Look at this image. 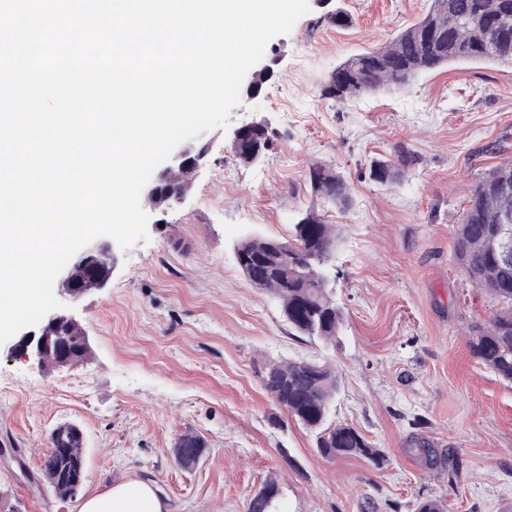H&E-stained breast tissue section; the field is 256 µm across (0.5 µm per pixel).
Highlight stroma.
<instances>
[{
  "instance_id": "stroma-1",
  "label": "stroma",
  "mask_w": 512,
  "mask_h": 512,
  "mask_svg": "<svg viewBox=\"0 0 512 512\" xmlns=\"http://www.w3.org/2000/svg\"><path fill=\"white\" fill-rule=\"evenodd\" d=\"M429 5L332 0L272 39L279 61L260 97L233 108L227 128L200 134L209 159L189 191L166 213L150 211L148 242L117 250L108 287L81 302L91 358L39 369L0 347V448L12 451L0 459V512H79L125 480L154 482L170 512H247L270 479L278 512H411L426 499L448 512H512V384L468 346L471 327L500 306L454 256L472 187L512 160V64H449L342 102L322 94L339 64L389 42ZM331 11L347 24H331ZM255 122L276 137L244 164L231 137ZM398 149L412 157L399 183L360 177ZM315 164L344 175L349 208L312 193ZM309 210L336 228L345 323L333 347L295 332L235 257L249 231L290 241ZM300 360L332 364L341 389L330 421L379 448L381 467L323 457L316 435L266 393L270 363ZM66 421L86 437L72 500L41 472L50 433ZM188 432L205 444L191 467L173 452ZM423 444L432 459L419 455Z\"/></svg>"
}]
</instances>
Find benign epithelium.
<instances>
[{
    "mask_svg": "<svg viewBox=\"0 0 512 512\" xmlns=\"http://www.w3.org/2000/svg\"><path fill=\"white\" fill-rule=\"evenodd\" d=\"M207 163V151L185 145L173 151L146 184L145 196L154 208H167L182 199L191 186L199 169ZM496 242L504 259L512 257V217H501L497 227ZM113 268L111 246L106 242L88 245L74 262L58 275V286L66 299L62 308L49 312L35 330L21 334L11 347L17 358L46 367L53 337L84 333L76 308L87 293L107 287Z\"/></svg>",
    "mask_w": 512,
    "mask_h": 512,
    "instance_id": "7a95c632",
    "label": "benign epithelium"
}]
</instances>
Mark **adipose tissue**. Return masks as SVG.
Listing matches in <instances>:
<instances>
[{"instance_id":"obj_1","label":"adipose tissue","mask_w":512,"mask_h":512,"mask_svg":"<svg viewBox=\"0 0 512 512\" xmlns=\"http://www.w3.org/2000/svg\"><path fill=\"white\" fill-rule=\"evenodd\" d=\"M79 512H169L152 484L125 482L97 492L83 501Z\"/></svg>"}]
</instances>
